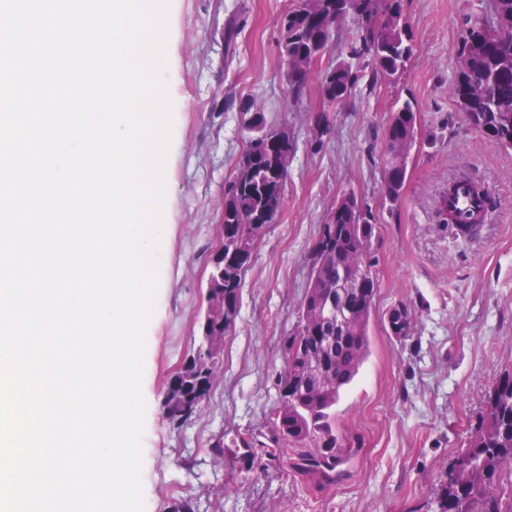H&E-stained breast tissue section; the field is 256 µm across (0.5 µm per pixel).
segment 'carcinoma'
Masks as SVG:
<instances>
[{"label": "carcinoma", "mask_w": 512, "mask_h": 512, "mask_svg": "<svg viewBox=\"0 0 512 512\" xmlns=\"http://www.w3.org/2000/svg\"><path fill=\"white\" fill-rule=\"evenodd\" d=\"M348 51L321 73L324 99L345 101L364 71L395 82L414 55L411 26L402 0H298L282 22L281 58L291 93L299 98L314 67L326 55L347 21ZM470 126L494 147L512 148V0H491L489 12L475 17L449 89ZM240 103L245 144L256 138L278 141V155L292 154V139H278L280 129ZM418 107L410 99L392 112L385 136L381 194L396 205L403 193L411 152L417 143ZM246 182H232L224 197V272L211 270L207 287L224 295L227 336L240 317L244 272L263 229L282 207L288 168L263 153L244 151L238 166ZM378 222L361 206L330 212L312 246V264L298 320L282 340L284 364L278 374V405L271 420L277 448L305 449L297 468L325 484L336 482V449L355 453L353 442L336 436V405L343 389L370 354V333L377 273L373 245ZM393 335L414 337V314L403 304L390 313ZM217 357L198 347L180 368L178 399L166 400L170 418L187 420L205 400L215 377ZM461 455L467 463L441 485L436 512H512L503 508L504 470L512 467V373L502 375L486 395L480 428Z\"/></svg>", "instance_id": "obj_1"}]
</instances>
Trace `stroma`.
<instances>
[{
    "instance_id": "obj_1",
    "label": "stroma",
    "mask_w": 512,
    "mask_h": 512,
    "mask_svg": "<svg viewBox=\"0 0 512 512\" xmlns=\"http://www.w3.org/2000/svg\"><path fill=\"white\" fill-rule=\"evenodd\" d=\"M294 0H171L166 79L174 127L165 179L160 280L146 334L142 392L145 512L191 497L195 512H434L441 481L485 413V394L512 370V149L491 146L458 111L449 86L470 19L488 0H403L416 46L397 83L365 76L341 106L312 76L288 91L279 41ZM419 106L418 142L404 193H380L391 112ZM288 129L294 151L282 209L244 277L241 316L224 339L210 394L182 424L164 409L168 385L196 348L210 260L223 240L224 196L245 148L240 101ZM333 131L316 142L314 117ZM486 184L491 218L477 239L456 238L436 217L451 178ZM367 202L378 288L371 353L336 407L337 433L357 451L336 483L295 468L296 452L269 453L283 336L297 323L311 245L344 194ZM409 305L412 341L388 326ZM252 440L241 461L216 440Z\"/></svg>"
}]
</instances>
